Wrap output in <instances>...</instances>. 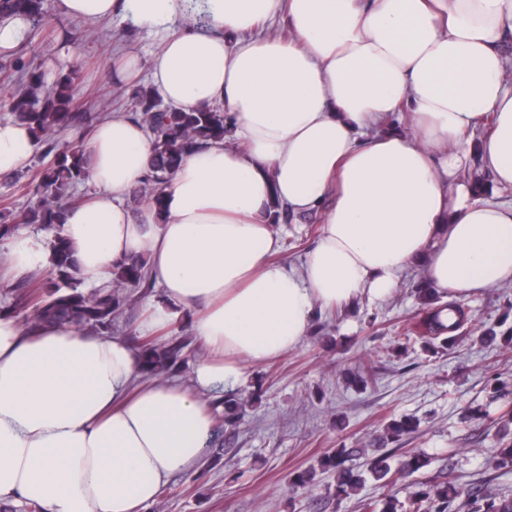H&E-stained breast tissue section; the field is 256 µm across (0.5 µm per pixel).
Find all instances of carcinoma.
<instances>
[{
    "label": "carcinoma",
    "mask_w": 512,
    "mask_h": 512,
    "mask_svg": "<svg viewBox=\"0 0 512 512\" xmlns=\"http://www.w3.org/2000/svg\"><path fill=\"white\" fill-rule=\"evenodd\" d=\"M18 16L34 24V28H55L58 18L48 7V0H0V17ZM13 71L6 79L18 80L17 87L4 100L15 119L28 125L34 145L41 147L39 168L26 184L33 202L24 212L28 224H40L55 231L51 242L53 252L49 274L31 288L17 295L13 304L4 311L22 317L29 331L40 328L89 329L96 335L112 333V324L130 305L133 294L150 287L145 276V263L132 261L112 270V285L91 294L81 289V278L71 245L61 234L64 213L76 201L74 189L84 181L89 156L82 143L58 147L54 133L73 126L86 124L87 116L74 95L76 74H59L52 83L45 75L26 67L21 59L10 64ZM129 96L133 112L146 123L154 134L152 151L148 159L147 182L133 189L132 198L148 199L156 208L162 206L163 186L181 165L183 158L202 144L222 141L231 134L228 113L219 106H205L194 112H179L163 104L155 90L143 85H131L121 91ZM418 296L428 306L418 330L429 345H446L456 337L467 322L463 307L448 302L420 284ZM137 345L142 360V374L162 377L185 364V349L189 340L184 336L168 338L137 336L129 333ZM247 399L233 394L224 396V425L234 427L241 420ZM415 429L410 422H392L384 435L378 437L383 444L395 442ZM364 459L366 471L345 466L348 459ZM391 455L369 453L367 448H338L326 454L319 467L311 466L297 472L296 486L315 484L317 472H332L336 479V498L359 490L371 476L382 486L391 488L400 481L428 465V460L406 453L397 465L390 462ZM460 494H448V487L420 483L409 496L410 512H512V496L488 497L476 485L470 487L461 503ZM362 512H398V499L390 492L376 501L363 500Z\"/></svg>",
    "instance_id": "1"
}]
</instances>
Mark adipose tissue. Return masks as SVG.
<instances>
[{
    "label": "adipose tissue",
    "mask_w": 512,
    "mask_h": 512,
    "mask_svg": "<svg viewBox=\"0 0 512 512\" xmlns=\"http://www.w3.org/2000/svg\"><path fill=\"white\" fill-rule=\"evenodd\" d=\"M84 22L132 17L157 49L150 77L177 110L223 105L230 139L185 158L163 206L131 211L153 135L115 114L86 147L93 194L62 227L88 290L147 258L161 288L138 330L197 316L204 350L189 384L143 380L127 337L42 328L0 314V501L38 493L44 512H144L192 469L214 428L212 399L249 363L301 344L315 311L386 300L403 272L459 298L512 283V202L459 178L471 138L512 187V0H208L199 30L186 0H56ZM282 20L288 35L264 34ZM411 131L382 132L399 112ZM32 134L0 121V173L26 165ZM323 211L301 265L278 261L273 203ZM51 251L20 234L6 268L22 279Z\"/></svg>",
    "instance_id": "ef3b65f1"
}]
</instances>
